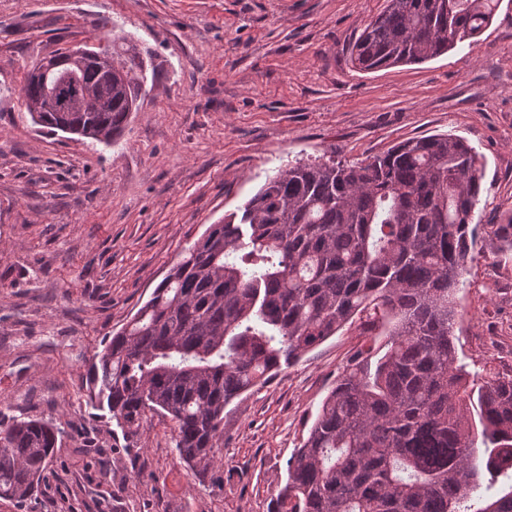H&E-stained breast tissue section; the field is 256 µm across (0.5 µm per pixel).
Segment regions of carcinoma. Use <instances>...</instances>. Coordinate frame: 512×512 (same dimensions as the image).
I'll return each mask as SVG.
<instances>
[{"label": "carcinoma", "instance_id": "cac0c4a2", "mask_svg": "<svg viewBox=\"0 0 512 512\" xmlns=\"http://www.w3.org/2000/svg\"><path fill=\"white\" fill-rule=\"evenodd\" d=\"M501 0H387L351 49L362 70L420 64L491 24ZM112 71L64 52L28 70L33 122L107 146L138 111L147 64L126 36L100 44ZM77 88L62 112L52 86ZM482 166L464 140L411 138L360 162L297 163L212 224L94 355L87 390L127 436L147 414L174 423L179 459H218L224 409L355 317L369 345L336 380L288 459L269 512H512V374L468 391L456 294L478 239L512 261V223L474 224ZM60 428L0 430V498L37 488Z\"/></svg>", "mask_w": 512, "mask_h": 512}]
</instances>
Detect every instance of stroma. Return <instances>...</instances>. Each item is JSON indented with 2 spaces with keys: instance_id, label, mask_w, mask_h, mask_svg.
<instances>
[{
  "instance_id": "stroma-1",
  "label": "stroma",
  "mask_w": 512,
  "mask_h": 512,
  "mask_svg": "<svg viewBox=\"0 0 512 512\" xmlns=\"http://www.w3.org/2000/svg\"><path fill=\"white\" fill-rule=\"evenodd\" d=\"M386 0H0V429L62 434L37 490L0 512H268L287 462L361 345L347 327L224 411L195 475L172 424L113 429L87 397L95 352L182 251L278 170L350 163L415 137L463 138L484 164L478 224L512 222V0L473 44L361 71L350 50ZM131 35L155 66L111 146L34 125L26 71ZM458 361L512 373V262L479 243L457 294Z\"/></svg>"
}]
</instances>
